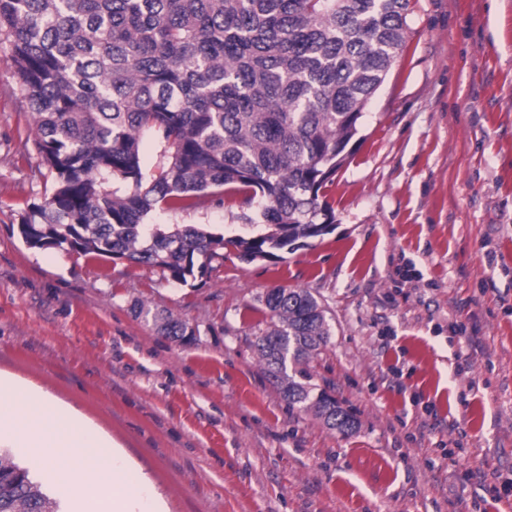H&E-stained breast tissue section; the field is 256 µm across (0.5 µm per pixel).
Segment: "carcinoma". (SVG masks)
<instances>
[{
    "instance_id": "obj_1",
    "label": "carcinoma",
    "mask_w": 512,
    "mask_h": 512,
    "mask_svg": "<svg viewBox=\"0 0 512 512\" xmlns=\"http://www.w3.org/2000/svg\"><path fill=\"white\" fill-rule=\"evenodd\" d=\"M410 0H0L5 60L32 110L52 194L22 217L30 248L148 263L185 284L226 244L278 259L329 232L320 199L370 99L405 42ZM156 161L143 160L145 141ZM242 198L235 219L264 225L224 239L156 211ZM255 347L288 404L341 434L353 415L313 394L307 366L328 343L308 290L275 288ZM136 312L174 341L186 323ZM297 365L296 374L287 372ZM0 512H58L28 469L0 454Z\"/></svg>"
}]
</instances>
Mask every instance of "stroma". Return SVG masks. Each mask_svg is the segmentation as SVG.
<instances>
[{
	"mask_svg": "<svg viewBox=\"0 0 512 512\" xmlns=\"http://www.w3.org/2000/svg\"><path fill=\"white\" fill-rule=\"evenodd\" d=\"M406 22L362 141L324 191L333 230L277 261L226 246L185 285L24 244L18 226L53 177L0 45V377L75 408L162 512H512V495L489 490L512 479V0H411ZM240 205L151 221L257 235ZM277 287L325 308L310 382L354 433L290 408L259 360ZM138 300L192 338L159 335ZM452 321L476 326V344Z\"/></svg>",
	"mask_w": 512,
	"mask_h": 512,
	"instance_id": "obj_1",
	"label": "stroma"
}]
</instances>
